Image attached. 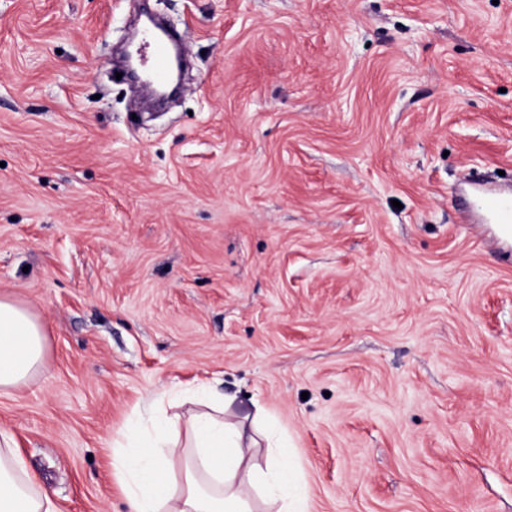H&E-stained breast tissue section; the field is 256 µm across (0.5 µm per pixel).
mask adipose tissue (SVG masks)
I'll return each instance as SVG.
<instances>
[{
	"instance_id": "1",
	"label": "adipose tissue",
	"mask_w": 512,
	"mask_h": 512,
	"mask_svg": "<svg viewBox=\"0 0 512 512\" xmlns=\"http://www.w3.org/2000/svg\"><path fill=\"white\" fill-rule=\"evenodd\" d=\"M46 367L42 321L20 303L0 297V392L24 386ZM135 447L113 450L114 475L130 512H255L256 490L269 512H309L302 474L275 428L244 424L228 407L219 414L180 410L170 402ZM0 512H59L0 427Z\"/></svg>"
}]
</instances>
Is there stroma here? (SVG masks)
<instances>
[{"instance_id": "stroma-1", "label": "stroma", "mask_w": 512, "mask_h": 512, "mask_svg": "<svg viewBox=\"0 0 512 512\" xmlns=\"http://www.w3.org/2000/svg\"><path fill=\"white\" fill-rule=\"evenodd\" d=\"M150 10L191 67L142 108ZM512 0H0V395L60 512H130L116 432L171 389L263 407L311 512H512ZM472 206L486 212L493 223L499 225L503 236L512 237V193H491L476 200ZM45 368L44 324L20 303L0 297V392L18 390Z\"/></svg>"}]
</instances>
